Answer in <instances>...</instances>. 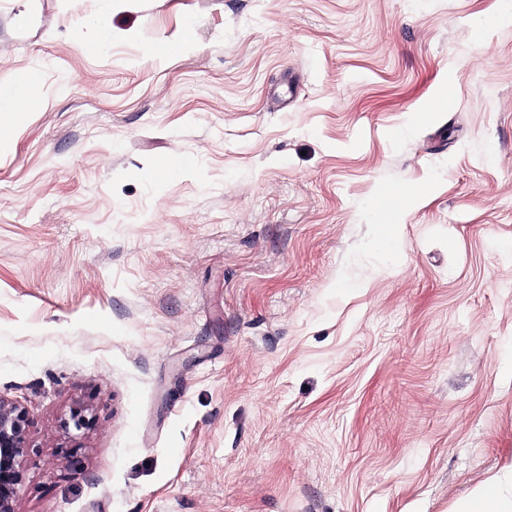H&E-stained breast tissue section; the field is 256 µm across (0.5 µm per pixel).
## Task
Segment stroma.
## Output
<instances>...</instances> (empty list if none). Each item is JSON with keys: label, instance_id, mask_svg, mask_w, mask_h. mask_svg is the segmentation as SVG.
<instances>
[{"label": "stroma", "instance_id": "1", "mask_svg": "<svg viewBox=\"0 0 512 512\" xmlns=\"http://www.w3.org/2000/svg\"><path fill=\"white\" fill-rule=\"evenodd\" d=\"M510 7L0 0L43 82L0 140L16 512H454L512 468Z\"/></svg>", "mask_w": 512, "mask_h": 512}]
</instances>
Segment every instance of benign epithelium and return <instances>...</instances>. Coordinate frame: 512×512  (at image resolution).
Here are the masks:
<instances>
[{
    "label": "benign epithelium",
    "mask_w": 512,
    "mask_h": 512,
    "mask_svg": "<svg viewBox=\"0 0 512 512\" xmlns=\"http://www.w3.org/2000/svg\"><path fill=\"white\" fill-rule=\"evenodd\" d=\"M29 423L26 406L0 397V512H16L26 472L34 463Z\"/></svg>",
    "instance_id": "obj_1"
}]
</instances>
